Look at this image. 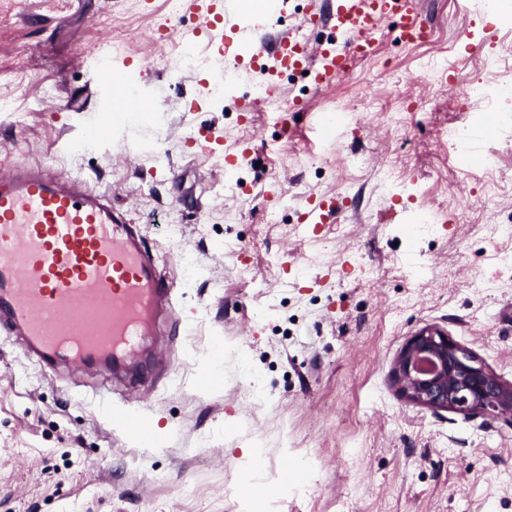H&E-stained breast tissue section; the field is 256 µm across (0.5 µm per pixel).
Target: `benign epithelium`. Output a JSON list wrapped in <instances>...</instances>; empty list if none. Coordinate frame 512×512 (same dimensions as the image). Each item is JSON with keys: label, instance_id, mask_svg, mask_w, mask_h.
Returning a JSON list of instances; mask_svg holds the SVG:
<instances>
[{"label": "benign epithelium", "instance_id": "1", "mask_svg": "<svg viewBox=\"0 0 512 512\" xmlns=\"http://www.w3.org/2000/svg\"><path fill=\"white\" fill-rule=\"evenodd\" d=\"M393 380L402 397L436 413L512 419V384L434 327L408 339L395 361Z\"/></svg>", "mask_w": 512, "mask_h": 512}]
</instances>
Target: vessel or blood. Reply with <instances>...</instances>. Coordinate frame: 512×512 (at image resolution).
<instances>
[{"instance_id":"b4317fda","label":"vessel or blood","mask_w":512,"mask_h":512,"mask_svg":"<svg viewBox=\"0 0 512 512\" xmlns=\"http://www.w3.org/2000/svg\"><path fill=\"white\" fill-rule=\"evenodd\" d=\"M206 33L224 34L223 0H193ZM400 14L399 38L428 39L429 27L416 0H333L313 9L308 24L330 28L331 39L309 48L291 35H261L250 66L264 78L291 70L307 72L317 89L348 74L374 51L373 34L389 14ZM93 81L128 112L145 110L110 59H98ZM342 207L331 197H310L302 221L325 224ZM173 286L159 272L135 225L112 208L104 194L80 187L77 176L42 167L0 176V329L21 330L26 352L50 368L65 360L113 368L135 356L161 310L170 308ZM105 416L142 444L156 439L143 418L103 398Z\"/></svg>"}]
</instances>
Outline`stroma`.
I'll return each instance as SVG.
<instances>
[{
  "instance_id": "1",
  "label": "stroma",
  "mask_w": 512,
  "mask_h": 512,
  "mask_svg": "<svg viewBox=\"0 0 512 512\" xmlns=\"http://www.w3.org/2000/svg\"><path fill=\"white\" fill-rule=\"evenodd\" d=\"M418 3L428 41H399L387 16L374 54L327 91L285 73L243 112L251 34L265 23L237 0L230 41L192 44L204 64L179 75L178 50L204 23L184 2L0 0V170L48 166L105 193L174 282L187 325L175 336L159 324L133 386L100 368L42 370L21 337L0 334V512H512V425L432 413L392 377L430 326L512 383V238L497 233L512 225V94L487 105L492 163L471 164L448 133L473 114L423 79L428 63L473 74L493 56L497 82L512 85V0ZM105 41L155 110L113 113L88 142L107 102L89 81ZM212 60L237 68L222 97ZM419 100L406 126L390 123ZM319 113L348 120L326 137ZM245 147L249 161L225 171V154ZM379 168L393 173L389 191ZM321 194L347 206L313 233L301 202ZM423 209L437 224L418 236ZM108 386L157 441L140 445L101 413Z\"/></svg>"
}]
</instances>
